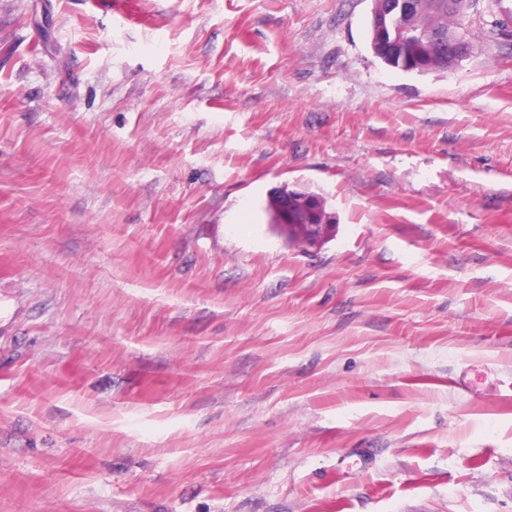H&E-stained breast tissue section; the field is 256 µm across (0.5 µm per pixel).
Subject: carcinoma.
Wrapping results in <instances>:
<instances>
[{
	"instance_id": "carcinoma-1",
	"label": "carcinoma",
	"mask_w": 512,
	"mask_h": 512,
	"mask_svg": "<svg viewBox=\"0 0 512 512\" xmlns=\"http://www.w3.org/2000/svg\"><path fill=\"white\" fill-rule=\"evenodd\" d=\"M410 10L395 9L392 12L388 34L400 44V51L394 58H384L386 65L403 71L414 69L417 73L447 71L454 68L448 62V55L439 52L436 38L439 34L451 35L464 48L475 49L474 37L465 26V17L470 0H411ZM503 19L493 23L491 32L512 39V7L502 8ZM271 221L290 236L296 231L286 223L304 218L299 204L288 196V189L273 193L268 203Z\"/></svg>"
}]
</instances>
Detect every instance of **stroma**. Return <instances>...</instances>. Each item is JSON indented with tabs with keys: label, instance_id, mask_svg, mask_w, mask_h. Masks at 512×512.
<instances>
[{
	"label": "stroma",
	"instance_id": "obj_1",
	"mask_svg": "<svg viewBox=\"0 0 512 512\" xmlns=\"http://www.w3.org/2000/svg\"><path fill=\"white\" fill-rule=\"evenodd\" d=\"M114 2L0 0V512H512L496 0L425 74L372 0ZM268 211L271 215L272 224H275L282 231L288 232L289 236L297 235L294 229H289L284 224L292 221L293 219L302 220L304 215L299 207V204L288 196V185L285 184L283 192H273L271 199L268 203Z\"/></svg>",
	"mask_w": 512,
	"mask_h": 512
}]
</instances>
